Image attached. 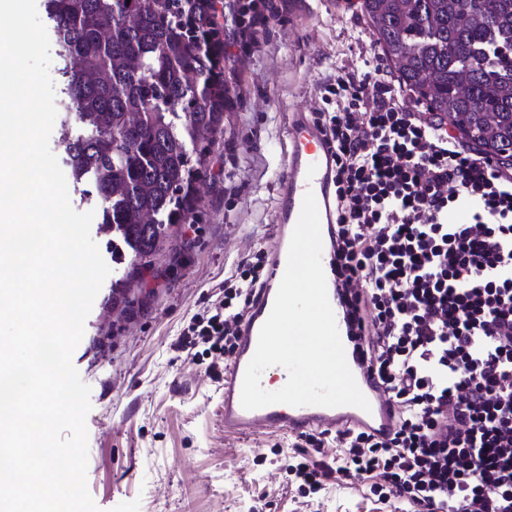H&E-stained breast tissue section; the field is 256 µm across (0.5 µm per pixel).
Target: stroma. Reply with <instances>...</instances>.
I'll return each mask as SVG.
<instances>
[{
  "label": "stroma",
  "instance_id": "stroma-1",
  "mask_svg": "<svg viewBox=\"0 0 512 512\" xmlns=\"http://www.w3.org/2000/svg\"><path fill=\"white\" fill-rule=\"evenodd\" d=\"M237 95L211 147L190 239L153 256L126 317L112 283L127 272L99 229L111 269L84 325L73 365L90 386L87 489L100 512H382L369 482L330 481L312 495L285 468L297 435L224 429V379L177 351L180 334L215 301L241 259L269 250L287 116L334 111L323 89L366 59L394 79L360 0H293L260 46L225 50Z\"/></svg>",
  "mask_w": 512,
  "mask_h": 512
}]
</instances>
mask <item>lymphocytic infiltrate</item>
<instances>
[{
  "label": "lymphocytic infiltrate",
  "mask_w": 512,
  "mask_h": 512,
  "mask_svg": "<svg viewBox=\"0 0 512 512\" xmlns=\"http://www.w3.org/2000/svg\"><path fill=\"white\" fill-rule=\"evenodd\" d=\"M249 49L268 16L224 0ZM316 122L336 154V287L358 350L395 409L389 436L302 433L287 470L319 492L370 481L391 512H512V175L466 151L434 112L405 107L380 70L327 86ZM465 210L469 220L448 215ZM267 272L257 252L195 315L181 347L229 356ZM341 458L324 456L326 443Z\"/></svg>",
  "instance_id": "lymphocytic-infiltrate-1"
}]
</instances>
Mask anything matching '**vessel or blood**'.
<instances>
[{
	"mask_svg": "<svg viewBox=\"0 0 512 512\" xmlns=\"http://www.w3.org/2000/svg\"><path fill=\"white\" fill-rule=\"evenodd\" d=\"M335 175V157L321 127L312 121L307 111L299 109L291 112L288 118L286 163L277 188L267 277L241 322L236 353L225 370V430L246 435L253 428L263 427L301 434L329 433L338 427L353 426L383 434L393 427V410L359 359L354 326L336 292V252L333 246V226L336 222ZM309 190L313 191L319 209L322 265L329 302L347 363L358 387L369 401L370 408L365 411L355 406L292 407L273 404L247 410L241 405L245 370L256 350L260 330L272 310L285 271L291 234L301 212L303 197Z\"/></svg>",
	"mask_w": 512,
	"mask_h": 512,
	"instance_id": "vessel-or-blood-1",
	"label": "vessel or blood"
}]
</instances>
